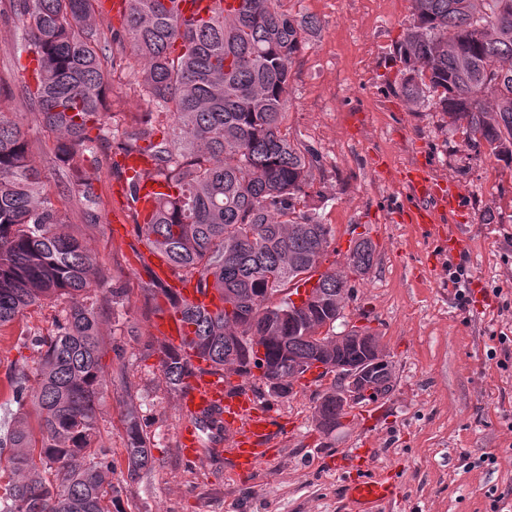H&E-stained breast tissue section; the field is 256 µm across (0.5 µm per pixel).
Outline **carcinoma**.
I'll list each match as a JSON object with an SVG mask.
<instances>
[{
	"label": "carcinoma",
	"instance_id": "1",
	"mask_svg": "<svg viewBox=\"0 0 512 512\" xmlns=\"http://www.w3.org/2000/svg\"><path fill=\"white\" fill-rule=\"evenodd\" d=\"M99 0H9L26 23L27 53L17 65L20 97L56 135L65 184L87 224L97 223L101 195L85 176L98 146L119 139L114 176L134 152L151 157L174 194L159 198L148 224L137 225L181 278L222 301L214 313L183 307L196 347L215 371L234 367L262 385L255 397H286L305 370L374 354V335L360 329L341 344L316 340L336 327L348 281L321 274L316 303L288 311L285 291L309 281L333 228L309 204L315 152L291 139L286 124L291 68L316 21L288 12L290 0H241L190 28L166 0H129L124 37L101 43L106 17ZM413 25L399 42L403 91L414 105H433L465 125L468 146L512 160V0H411ZM127 55L142 65L139 92L165 116L140 119L120 132L102 121L109 92L107 64ZM46 176L32 159L27 133L12 112H0V329L34 307L62 304L52 331L36 335L35 375L11 380L18 410L0 448L10 476L0 512H112V454L97 445L99 403L107 385L102 364L103 314L95 292L107 282L83 242L66 230ZM362 238L346 257L357 273L372 265ZM169 389L179 392L187 364L160 348ZM32 405L35 414L25 411ZM345 405L336 383L315 401L316 426L329 434ZM127 475L152 466L151 440L136 411L125 413Z\"/></svg>",
	"mask_w": 512,
	"mask_h": 512
}]
</instances>
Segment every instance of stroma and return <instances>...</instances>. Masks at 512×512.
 <instances>
[{
    "instance_id": "stroma-1",
    "label": "stroma",
    "mask_w": 512,
    "mask_h": 512,
    "mask_svg": "<svg viewBox=\"0 0 512 512\" xmlns=\"http://www.w3.org/2000/svg\"><path fill=\"white\" fill-rule=\"evenodd\" d=\"M291 12L320 26L296 58L288 84V131L310 146L320 162L310 193L323 223L332 225L333 248L323 267L346 271L351 287L344 309L349 324L377 334L392 365L393 389L364 402L332 434L312 418L317 386L294 385L285 398L263 400L289 431L276 458L253 473L233 472L214 454L219 441L203 433L207 452L184 462L177 435L186 420L160 371L150 324L154 302L145 277L131 261L140 239L134 220L115 231L111 146L99 148L86 171L102 204L98 221L81 220L60 176L54 175V141L11 80L25 26L0 20V108L18 115L36 164L72 231L96 254L108 280L96 304L103 312L102 362L123 369L104 389L100 442L112 451V481L119 494L112 512H351L344 487L358 472L347 464L357 448L375 451L374 467L395 475L398 494L380 512H488L489 496L502 495L512 512V360L497 365L490 352L500 337L512 339V163L471 150L462 128L432 103L409 104L396 47L413 22L410 0H290ZM154 106L136 88L132 70L110 71L112 128L147 117ZM390 168L427 165L463 192L457 219L468 246L449 252L442 237L400 223L408 198L402 186L374 172L373 157ZM370 239L374 262L365 274L347 272L344 254L355 240ZM466 267L471 301L461 304L449 268ZM126 291L113 309L111 288ZM59 307L32 309L0 331V425L17 405L11 377L35 372L39 351L30 339L52 330ZM135 405L152 441L153 466L127 477L124 415ZM490 455L494 464L468 468V459Z\"/></svg>"
}]
</instances>
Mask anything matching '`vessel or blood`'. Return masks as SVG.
Instances as JSON below:
<instances>
[{
    "instance_id": "1",
    "label": "vessel or blood",
    "mask_w": 512,
    "mask_h": 512,
    "mask_svg": "<svg viewBox=\"0 0 512 512\" xmlns=\"http://www.w3.org/2000/svg\"><path fill=\"white\" fill-rule=\"evenodd\" d=\"M232 10L238 0H173L175 15L182 23L190 24L210 17L216 5ZM374 169L378 174L389 173L383 158H375ZM393 173V172H390ZM396 183L404 187L411 197L399 220L404 224L444 232L449 251L462 250L466 242L448 220L456 213L461 201L460 188L451 182L435 178L429 168L417 163L394 172ZM139 187L136 206L139 221H146L154 211L160 180L152 172V165L143 154H131L127 160L125 179L114 182L113 193H121L128 181ZM134 269L149 279L169 288L180 299V306H172L168 299H161L152 323L156 338L177 350L192 369L178 397L180 412L187 417L204 420L215 418L224 426V440L232 455L233 467L238 474L254 472L261 464L270 462L277 454L276 447L282 436L276 418L270 411L261 409L245 379L230 381L221 374L209 373V363L196 349L193 326L186 322L181 305H189L213 312L221 302L210 292L200 291L195 280L175 275L163 258L147 243H140ZM178 451L187 461L197 460L201 453V440L195 426H184L178 435ZM357 467L364 478L348 484L345 495L354 512H377L378 508L396 495L397 486L387 476L370 475L372 466L368 456L354 453Z\"/></svg>"
}]
</instances>
